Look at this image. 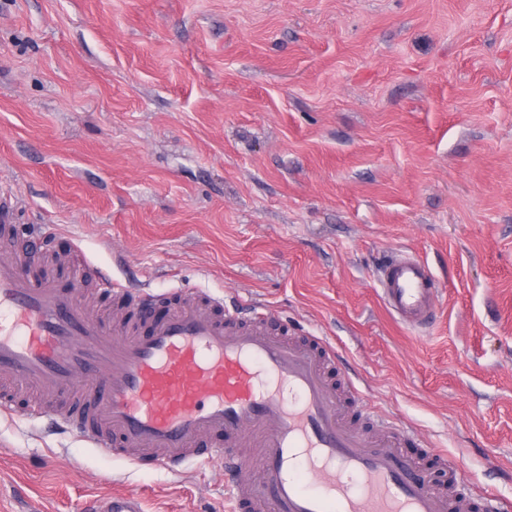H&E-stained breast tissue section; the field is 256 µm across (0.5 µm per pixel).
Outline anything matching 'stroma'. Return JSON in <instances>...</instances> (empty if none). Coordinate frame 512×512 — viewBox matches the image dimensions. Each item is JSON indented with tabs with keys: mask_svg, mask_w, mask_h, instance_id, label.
<instances>
[{
	"mask_svg": "<svg viewBox=\"0 0 512 512\" xmlns=\"http://www.w3.org/2000/svg\"><path fill=\"white\" fill-rule=\"evenodd\" d=\"M120 285L203 288L332 343L368 413L512 502V0H0V200ZM409 252L439 320L374 273ZM230 512L219 460L143 470L0 415V512ZM381 298L401 324L415 329L432 326L438 316L439 283L429 265L406 254L391 255L379 264ZM92 512H144L141 501L123 493H114Z\"/></svg>",
	"mask_w": 512,
	"mask_h": 512,
	"instance_id": "1",
	"label": "stroma"
}]
</instances>
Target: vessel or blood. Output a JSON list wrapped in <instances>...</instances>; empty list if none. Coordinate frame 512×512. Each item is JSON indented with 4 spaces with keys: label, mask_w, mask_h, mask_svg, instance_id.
<instances>
[{
    "label": "vessel or blood",
    "mask_w": 512,
    "mask_h": 512,
    "mask_svg": "<svg viewBox=\"0 0 512 512\" xmlns=\"http://www.w3.org/2000/svg\"><path fill=\"white\" fill-rule=\"evenodd\" d=\"M86 276L77 264L59 281L0 246V414L24 390L62 399L46 413L59 429L139 466L221 458L234 512H483L448 456H433L441 487L399 451L404 430L355 424L356 397L330 378L338 358L321 337L277 335L263 313L239 321L203 289L166 294L170 314L144 328L154 295L104 276L121 307L107 322L87 311ZM377 281L401 324H434L439 283L425 261L386 257ZM209 435L219 443L205 444ZM301 462L317 490L293 476ZM95 512L144 510L115 493Z\"/></svg>",
    "instance_id": "obj_1"
}]
</instances>
